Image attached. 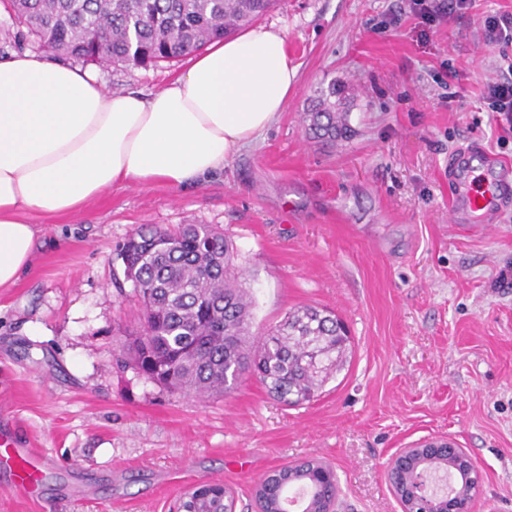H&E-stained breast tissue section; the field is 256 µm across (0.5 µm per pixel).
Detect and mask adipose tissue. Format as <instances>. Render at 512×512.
Returning <instances> with one entry per match:
<instances>
[{
    "instance_id": "1",
    "label": "adipose tissue",
    "mask_w": 512,
    "mask_h": 512,
    "mask_svg": "<svg viewBox=\"0 0 512 512\" xmlns=\"http://www.w3.org/2000/svg\"><path fill=\"white\" fill-rule=\"evenodd\" d=\"M295 76L284 37L264 27L211 43L147 96L39 53L0 60V288L30 264L34 217L115 184L183 187L223 171L276 121Z\"/></svg>"
}]
</instances>
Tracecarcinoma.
I'll list each match as a JSON object with an SVG mask.
<instances>
[{"instance_id": "cac0c4a2", "label": "carcinoma", "mask_w": 512, "mask_h": 512, "mask_svg": "<svg viewBox=\"0 0 512 512\" xmlns=\"http://www.w3.org/2000/svg\"><path fill=\"white\" fill-rule=\"evenodd\" d=\"M275 0H0L10 26L39 50L102 66H156L225 39L266 14ZM336 83L322 92L306 115L309 138L334 144L351 136L348 113L330 98ZM128 265L136 269L134 293L143 308L142 331L125 347L135 369L147 380L186 394L221 393L244 375L258 379L279 401L297 406L340 371L348 360L351 337L327 310L299 307L268 329L258 348L251 345V302L234 272L233 247L220 232L203 224H184L175 233L140 227L129 235ZM461 459L434 451L420 468L441 469ZM467 501L480 476L465 461ZM408 462L389 464L396 491L405 486ZM296 490L301 512H322L337 500L333 469L306 460L268 474L256 492L264 512H287ZM196 512H227L234 497L223 485L202 482L189 501Z\"/></svg>"}]
</instances>
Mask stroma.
Listing matches in <instances>:
<instances>
[{
  "instance_id": "1",
  "label": "stroma",
  "mask_w": 512,
  "mask_h": 512,
  "mask_svg": "<svg viewBox=\"0 0 512 512\" xmlns=\"http://www.w3.org/2000/svg\"><path fill=\"white\" fill-rule=\"evenodd\" d=\"M472 0L425 29L409 0H278L296 86L276 122L217 173L172 188L116 185L37 220L29 270L0 288V429L58 461L37 497L0 474V512H178L199 480L256 512L269 471L332 466L337 512H401L386 479L428 438L465 449L471 512H512V199L487 237L451 223L448 161L512 164L482 95L512 45L486 44ZM95 66L113 93L150 94L188 66ZM345 96L350 138H307L320 88ZM217 228L234 247L255 330L298 307L336 313L353 353L310 402L287 407L247 375L223 396L171 392L124 365L143 312L117 247L140 225Z\"/></svg>"
}]
</instances>
